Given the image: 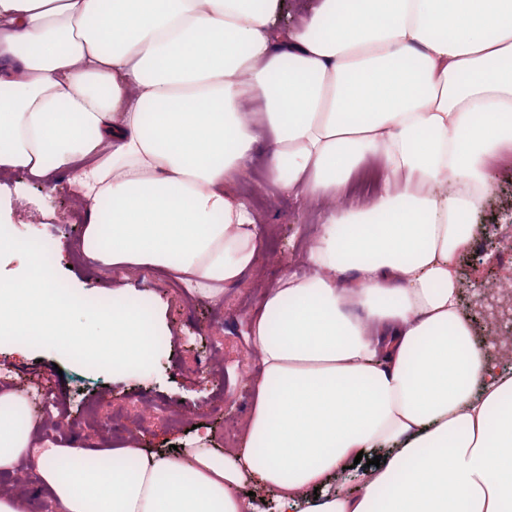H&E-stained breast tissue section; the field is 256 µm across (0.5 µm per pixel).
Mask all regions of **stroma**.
<instances>
[{
  "label": "stroma",
  "mask_w": 512,
  "mask_h": 512,
  "mask_svg": "<svg viewBox=\"0 0 512 512\" xmlns=\"http://www.w3.org/2000/svg\"><path fill=\"white\" fill-rule=\"evenodd\" d=\"M236 189L254 203L263 240L254 269L215 303L158 270L134 269L117 281L82 257L79 235L85 223L66 219L76 205L67 182L46 185L18 169L0 177V222L16 233L24 225H37L50 246L58 278L83 299L148 301L157 335L165 342L153 374L146 377L135 371L89 370L49 348L24 350L0 343V369L27 382L42 374L53 376L62 417L76 423L74 430L53 432V439L107 447L133 438L140 447L169 454L193 436L194 425L200 423L220 451L225 423L244 422L260 371L249 343L252 317L264 288L283 273H305L308 230L320 224L321 208L274 183L257 155L250 158ZM472 222L473 242L458 257L456 271L460 302L476 321L479 289L512 267V154L496 163L489 195ZM245 357L251 369L241 378L236 368ZM87 405L97 407L96 423L82 424Z\"/></svg>",
  "instance_id": "stroma-1"
}]
</instances>
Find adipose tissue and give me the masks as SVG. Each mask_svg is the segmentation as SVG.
<instances>
[{"instance_id": "ef3b65f1", "label": "adipose tissue", "mask_w": 512, "mask_h": 512, "mask_svg": "<svg viewBox=\"0 0 512 512\" xmlns=\"http://www.w3.org/2000/svg\"><path fill=\"white\" fill-rule=\"evenodd\" d=\"M276 3L0 0V170L66 180L108 271L222 300L256 263L262 228L232 185L260 147L328 205L311 274L265 288L251 322L242 447L53 445L9 386L0 470L29 458L52 512H259L249 482L280 512H512V371L455 269L512 151V0H319L286 33ZM369 157L379 192L334 208ZM343 474L356 490L331 485Z\"/></svg>"}]
</instances>
